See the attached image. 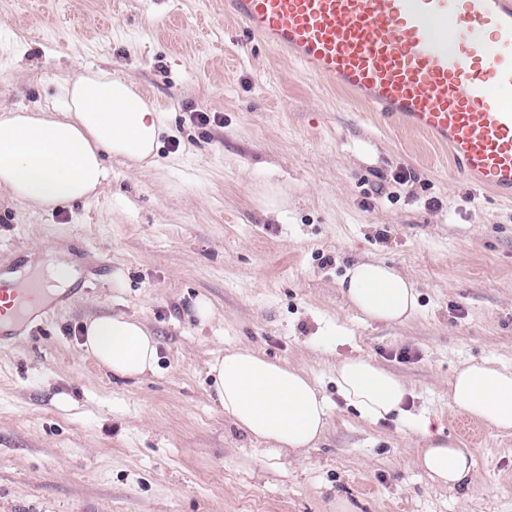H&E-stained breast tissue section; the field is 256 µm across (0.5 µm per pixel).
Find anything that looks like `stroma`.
<instances>
[{
    "mask_svg": "<svg viewBox=\"0 0 512 512\" xmlns=\"http://www.w3.org/2000/svg\"><path fill=\"white\" fill-rule=\"evenodd\" d=\"M87 69L132 81L165 131L153 164L107 159L86 202L0 197V270L55 258L89 284L0 351V512H512V433H466L448 402L463 362L512 367V203L249 36L224 0H0V111L49 106ZM358 256L416 283L414 319L348 304ZM117 313L156 337L155 372L117 380L81 348L87 318ZM241 347L319 383L313 447L271 462L225 419L209 365ZM351 355L401 377L409 409L470 453L466 485L435 484L403 422L346 405L332 369Z\"/></svg>",
    "mask_w": 512,
    "mask_h": 512,
    "instance_id": "1",
    "label": "stroma"
}]
</instances>
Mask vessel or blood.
I'll use <instances>...</instances> for the list:
<instances>
[{
    "label": "vessel or blood",
    "mask_w": 512,
    "mask_h": 512,
    "mask_svg": "<svg viewBox=\"0 0 512 512\" xmlns=\"http://www.w3.org/2000/svg\"><path fill=\"white\" fill-rule=\"evenodd\" d=\"M224 15L512 200V0H224ZM46 290L27 278L17 318L0 323L1 349L58 308Z\"/></svg>",
    "instance_id": "b4317fda"
}]
</instances>
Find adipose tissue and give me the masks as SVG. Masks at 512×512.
<instances>
[{
  "label": "adipose tissue",
  "instance_id": "ef3b65f1",
  "mask_svg": "<svg viewBox=\"0 0 512 512\" xmlns=\"http://www.w3.org/2000/svg\"><path fill=\"white\" fill-rule=\"evenodd\" d=\"M163 127L157 112L126 81L87 71L65 82L60 104L35 112L0 115V192L33 210L82 203L108 178L104 155L132 163L154 158ZM342 293L364 318L385 324L411 319L418 307L414 283L386 262L358 260L341 281ZM83 347L97 365L119 379L154 371L157 341L139 319L124 314L88 318ZM212 390L225 418L265 445L268 458L315 444L323 433L328 403L305 372L239 348L209 366ZM336 387L370 423L410 419L425 446L418 463L441 485L463 484L471 473L468 453L410 415L411 392L396 374L363 356L339 358ZM458 411L496 432L512 430V367L469 362L448 384Z\"/></svg>",
  "mask_w": 512,
  "mask_h": 512
}]
</instances>
